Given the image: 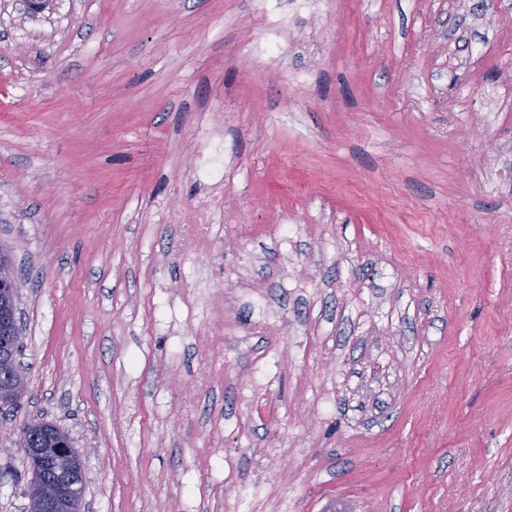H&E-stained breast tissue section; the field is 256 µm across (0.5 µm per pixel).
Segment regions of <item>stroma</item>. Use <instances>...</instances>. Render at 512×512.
Returning a JSON list of instances; mask_svg holds the SVG:
<instances>
[{"label": "stroma", "mask_w": 512, "mask_h": 512, "mask_svg": "<svg viewBox=\"0 0 512 512\" xmlns=\"http://www.w3.org/2000/svg\"><path fill=\"white\" fill-rule=\"evenodd\" d=\"M0 249V512H512V0H0ZM47 424L34 422L23 431V447L36 448L27 455L32 474L36 472L38 461H42L43 453L57 447V437L62 436L71 441L60 429L46 431V428L50 429ZM56 450V456L43 463L44 468L52 474L51 481L43 479L36 491V498L44 512H55L68 502L79 501L81 497V487L75 478V470L81 466V452L69 443L60 445Z\"/></svg>", "instance_id": "stroma-1"}]
</instances>
